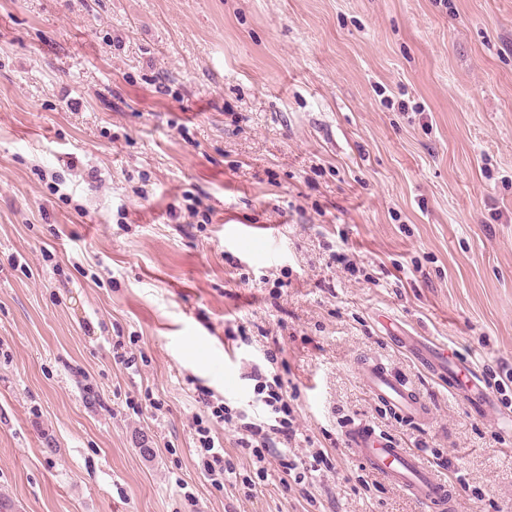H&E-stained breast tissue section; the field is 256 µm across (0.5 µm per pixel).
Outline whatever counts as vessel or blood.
Instances as JSON below:
<instances>
[{"label": "vessel or blood", "instance_id": "1", "mask_svg": "<svg viewBox=\"0 0 512 512\" xmlns=\"http://www.w3.org/2000/svg\"><path fill=\"white\" fill-rule=\"evenodd\" d=\"M414 352L428 371L447 377L450 390L466 388L467 401L472 408L483 411L491 406V398L476 378L467 377L465 364L457 358L425 342L417 343ZM361 377L373 399L383 402L401 419L415 425L430 422V405L408 381L374 362L363 363ZM346 442L355 457L367 468L411 496L423 506L425 512H457L456 490L414 449L403 446L397 439L378 434L373 427L363 424L348 426Z\"/></svg>", "mask_w": 512, "mask_h": 512}]
</instances>
